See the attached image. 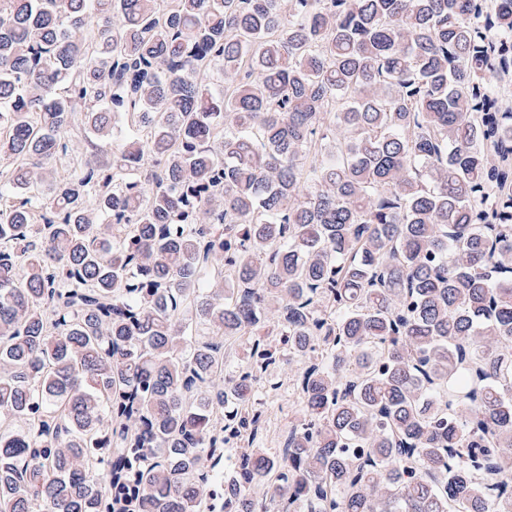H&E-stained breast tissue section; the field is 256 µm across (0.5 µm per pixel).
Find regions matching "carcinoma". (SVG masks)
I'll return each mask as SVG.
<instances>
[{
    "label": "carcinoma",
    "instance_id": "cac0c4a2",
    "mask_svg": "<svg viewBox=\"0 0 512 512\" xmlns=\"http://www.w3.org/2000/svg\"><path fill=\"white\" fill-rule=\"evenodd\" d=\"M0 512H512V0H0ZM296 366L297 363L292 361L289 367L288 364L280 365L275 372L282 385L279 389L278 400L268 406V415L270 426L276 434L288 427V419L301 408L299 400L292 393L289 381L291 369L294 370Z\"/></svg>",
    "mask_w": 512,
    "mask_h": 512
}]
</instances>
